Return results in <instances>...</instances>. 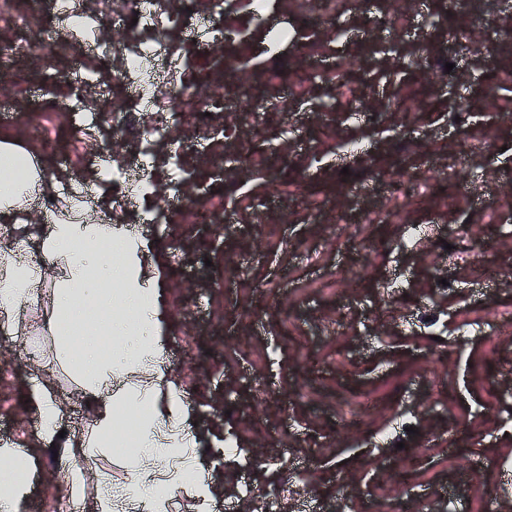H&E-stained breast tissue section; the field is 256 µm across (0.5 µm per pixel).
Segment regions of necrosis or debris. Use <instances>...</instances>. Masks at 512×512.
<instances>
[{"instance_id":"obj_1","label":"necrosis or debris","mask_w":512,"mask_h":512,"mask_svg":"<svg viewBox=\"0 0 512 512\" xmlns=\"http://www.w3.org/2000/svg\"><path fill=\"white\" fill-rule=\"evenodd\" d=\"M278 0H195L175 9L172 0H112V13L123 22L120 36L100 43L113 58V77L126 89L122 100L99 99L98 121L111 122L112 140L104 154L112 161V199L117 209L135 206L144 224L170 221L167 199L182 198L190 179L186 158L197 150L190 140L173 141L165 158L151 146L172 141L173 132L190 112H225L230 98L248 115L279 112L292 118L298 103L269 95L280 87V61L303 35L280 27L275 43L252 49L251 43ZM40 0L8 23L13 35L0 41V73L14 71L20 57L45 52L35 35ZM240 20L228 36V18ZM164 172L165 185L156 182Z\"/></svg>"}]
</instances>
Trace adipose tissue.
<instances>
[{"instance_id": "obj_1", "label": "adipose tissue", "mask_w": 512, "mask_h": 512, "mask_svg": "<svg viewBox=\"0 0 512 512\" xmlns=\"http://www.w3.org/2000/svg\"><path fill=\"white\" fill-rule=\"evenodd\" d=\"M40 184V177L29 168L1 177L0 220L13 221ZM64 204L69 219L55 220L40 239L43 264L20 251L0 249V312L5 326L17 330L19 313L36 299L44 279H52L51 330L63 365L78 391L92 396L96 404L89 432L77 445L79 452L87 456L92 449L111 447L118 420L130 405L142 413L143 446H152L153 432L161 422L184 429L192 422L179 381L160 367L167 335L166 315L159 303L162 272L149 262L148 239L102 221L84 220L78 215L76 198L66 197ZM94 307L100 311L99 331L126 336L128 346L107 354L93 351L83 336V324ZM148 362L156 366L148 384L111 392L113 378L142 372ZM28 397L40 414L39 442L50 446L58 433L60 407L47 384L37 380L29 385ZM0 460L9 465L0 474V485L11 488L10 494H0V512H18L34 486L31 453L6 443L0 445Z\"/></svg>"}]
</instances>
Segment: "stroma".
I'll list each match as a JSON object with an SVG mask.
<instances>
[{"label": "stroma", "mask_w": 512, "mask_h": 512, "mask_svg": "<svg viewBox=\"0 0 512 512\" xmlns=\"http://www.w3.org/2000/svg\"><path fill=\"white\" fill-rule=\"evenodd\" d=\"M333 25L288 53V94L310 110L284 126L276 112L237 125V139L190 155L195 178L186 196L205 188L223 202L224 245L191 224H138L152 260L165 270L168 317L165 369L185 390L195 422L185 464L211 467L214 448L234 443L222 464L217 512H254L255 496L277 498L280 512H512V0H496L483 18L448 0H331ZM88 29H73L56 48L61 75L95 72L87 104L118 93L111 60L88 44L110 41L119 22L92 0ZM454 32L453 71L432 73L422 60ZM346 66L345 94L319 80ZM41 61L21 59L0 73V139L44 161L50 186L16 223H0V245L26 242L37 256L43 226L60 212L52 184L82 179L84 215L125 226L112 190L90 160L112 139L111 126L82 136L86 119L40 107ZM473 97L477 111L447 114L450 100ZM411 109L387 116L384 106ZM364 143L359 156L344 141ZM461 163L454 181L420 183L414 204L393 221L360 224L363 211L392 207L384 174L405 167ZM303 191L289 204L277 190ZM320 210L322 221L308 220ZM344 213L333 224L329 215ZM410 224L426 230L413 242ZM458 240L459 252L444 249ZM453 272V288L440 272ZM51 293L43 291L20 335L0 341V440L33 451L35 489L20 512H61L72 498L63 480L70 457L39 447V418L26 396L29 379L47 382L66 420L65 440L79 439L95 407L76 391L50 351ZM395 428L397 441L376 434ZM133 451L96 449L87 459L86 499L112 487L115 512H141L132 486ZM406 470L408 482L395 474Z\"/></svg>", "instance_id": "35a3bbf8"}]
</instances>
